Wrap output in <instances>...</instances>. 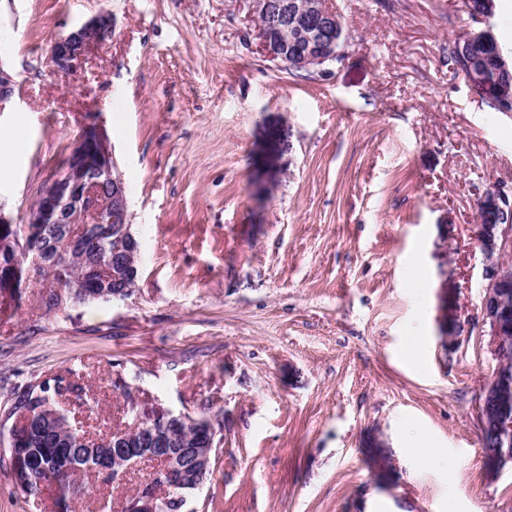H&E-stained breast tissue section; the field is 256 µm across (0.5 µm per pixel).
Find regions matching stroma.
<instances>
[{"label": "stroma", "instance_id": "stroma-1", "mask_svg": "<svg viewBox=\"0 0 512 512\" xmlns=\"http://www.w3.org/2000/svg\"><path fill=\"white\" fill-rule=\"evenodd\" d=\"M328 3L345 57L304 77L251 44L246 0H0L22 85L0 114V211L26 219L93 112L141 244L132 295L48 310L38 277L0 317V512H59L21 491L8 448L16 401L56 376L83 387L93 435L210 419L194 512H512V466L490 477L481 442L495 362L471 233L486 188L512 186V112L448 67L461 0ZM100 13L111 38L54 72L51 39ZM142 479L70 508L121 512Z\"/></svg>", "mask_w": 512, "mask_h": 512}]
</instances>
